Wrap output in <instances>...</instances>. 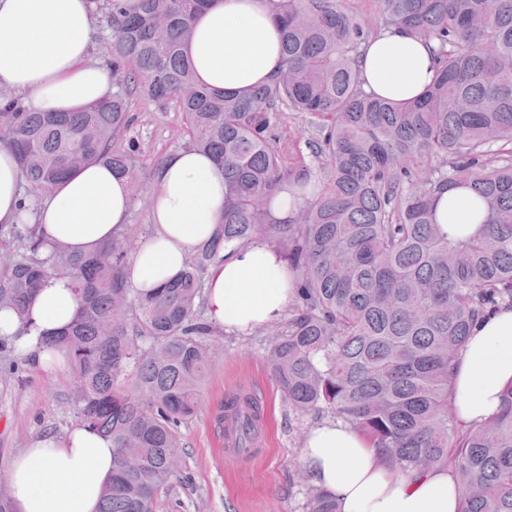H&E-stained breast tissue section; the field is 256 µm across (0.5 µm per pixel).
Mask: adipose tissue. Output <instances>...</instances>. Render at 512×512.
Here are the masks:
<instances>
[{"instance_id": "adipose-tissue-1", "label": "adipose tissue", "mask_w": 512, "mask_h": 512, "mask_svg": "<svg viewBox=\"0 0 512 512\" xmlns=\"http://www.w3.org/2000/svg\"><path fill=\"white\" fill-rule=\"evenodd\" d=\"M98 14L93 0H0V112H75L112 96L109 71L93 56ZM195 79L218 92H240L274 77L281 64L280 29L261 0H215L200 13L185 46ZM368 91L394 100L419 97L434 70L428 47L406 31H382L358 59ZM24 177L13 149L0 142V224L20 218L45 240L87 253L116 239L129 222L126 177L92 163L62 180L53 195L21 212ZM152 229L124 268L144 294L180 275L191 254L224 215V175L207 154L172 152L157 173ZM444 233H476L484 220L472 193L443 190L435 203ZM297 273L265 239L228 250L207 277L206 314L216 327L248 330L279 319ZM77 300L69 278L47 280L26 316L0 311V338L38 368L54 371L65 357L46 337L70 325ZM512 383V308L476 326L455 370L462 424L496 413ZM302 464L312 483L331 493L339 512H457L452 468L398 471L348 425L328 421L308 434ZM112 477V440L82 424L59 438L37 439L13 459L6 480L17 512H98Z\"/></svg>"}]
</instances>
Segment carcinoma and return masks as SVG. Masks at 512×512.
Returning a JSON list of instances; mask_svg holds the SVG:
<instances>
[{"instance_id": "cac0c4a2", "label": "carcinoma", "mask_w": 512, "mask_h": 512, "mask_svg": "<svg viewBox=\"0 0 512 512\" xmlns=\"http://www.w3.org/2000/svg\"><path fill=\"white\" fill-rule=\"evenodd\" d=\"M210 0H112V98L76 112H1L27 206L103 162L133 186L137 147L116 146L131 93L182 112L191 146L224 169V216L180 276L140 295L123 280L136 248L121 236L82 254L40 252L37 225H0V310L24 316L43 283L68 276L73 324L44 340L66 352L77 421L112 438L99 512H154L177 476L171 450L211 366L201 315L204 270L266 234L298 272L291 314L267 357L295 412L331 413L401 470L450 467L460 512H512V384L499 411L467 428L454 371L472 330L512 307V0H378L373 19L342 0H263L281 25V68L244 92L199 85L183 46ZM401 28L429 44L435 78L406 102L364 89L362 48ZM307 118L321 173L275 132ZM288 186L307 196L289 224L269 222ZM472 192L485 231L449 240L438 194ZM244 446L252 416L239 418ZM307 512L336 498L304 484Z\"/></svg>"}]
</instances>
